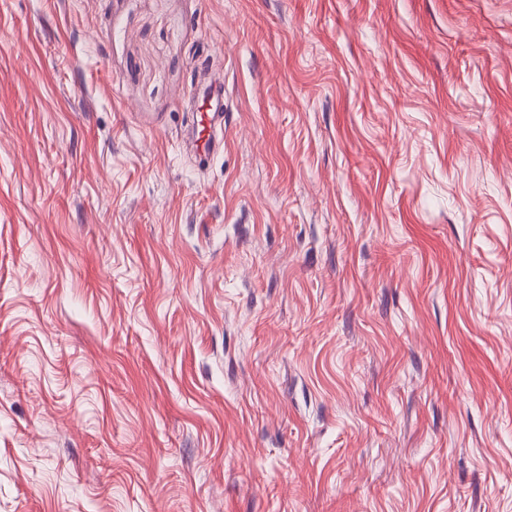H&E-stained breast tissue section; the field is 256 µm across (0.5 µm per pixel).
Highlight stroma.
<instances>
[{
	"label": "stroma",
	"mask_w": 512,
	"mask_h": 512,
	"mask_svg": "<svg viewBox=\"0 0 512 512\" xmlns=\"http://www.w3.org/2000/svg\"><path fill=\"white\" fill-rule=\"evenodd\" d=\"M0 512H512V0H0ZM197 95H200L203 102L207 103L206 111L207 133L204 136L198 137L197 152L200 156L204 157L211 152L216 144V129L221 126L224 119L223 106H224V83L223 82H207L201 88H196Z\"/></svg>",
	"instance_id": "1"
}]
</instances>
